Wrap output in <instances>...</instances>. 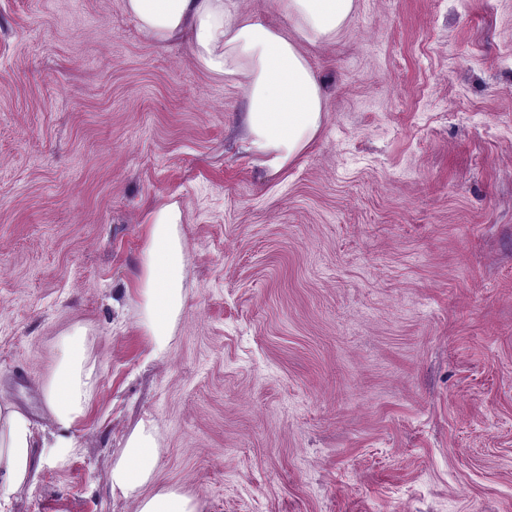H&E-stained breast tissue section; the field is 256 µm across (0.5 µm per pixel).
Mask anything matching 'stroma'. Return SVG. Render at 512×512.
Returning <instances> with one entry per match:
<instances>
[{
    "label": "stroma",
    "instance_id": "35a3bbf8",
    "mask_svg": "<svg viewBox=\"0 0 512 512\" xmlns=\"http://www.w3.org/2000/svg\"><path fill=\"white\" fill-rule=\"evenodd\" d=\"M299 49L326 112L274 173L242 83L124 0H0V393L51 427L76 325L99 370L76 454L38 449L8 512H512V0H356ZM171 203L155 355L136 284ZM142 423L154 476L110 490ZM180 220L175 203L153 213L141 256L137 283L141 324L155 354L168 347L186 297ZM138 512H200L199 504L174 491H158L138 504Z\"/></svg>",
    "mask_w": 512,
    "mask_h": 512
}]
</instances>
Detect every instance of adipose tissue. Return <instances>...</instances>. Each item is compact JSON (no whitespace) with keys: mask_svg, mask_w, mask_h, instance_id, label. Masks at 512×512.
Segmentation results:
<instances>
[{"mask_svg":"<svg viewBox=\"0 0 512 512\" xmlns=\"http://www.w3.org/2000/svg\"><path fill=\"white\" fill-rule=\"evenodd\" d=\"M297 36L288 38L260 17L243 13L239 0H125V9L153 42L180 39L194 61L217 76L244 77L245 138L273 170L300 155L318 134L325 112L322 82L299 50L335 37L355 0H276ZM181 212L169 204L152 214L137 283L141 324L154 353L166 350L185 302ZM97 378L86 334L74 327L62 340L53 377L44 388L46 406L61 432L38 436L29 417L0 402V504L33 476L37 448L50 447L65 463L77 447L68 431L84 414ZM154 429L140 425L127 439L108 482L127 494L148 483L157 464Z\"/></svg>","mask_w":512,"mask_h":512,"instance_id":"ef3b65f1","label":"adipose tissue"}]
</instances>
